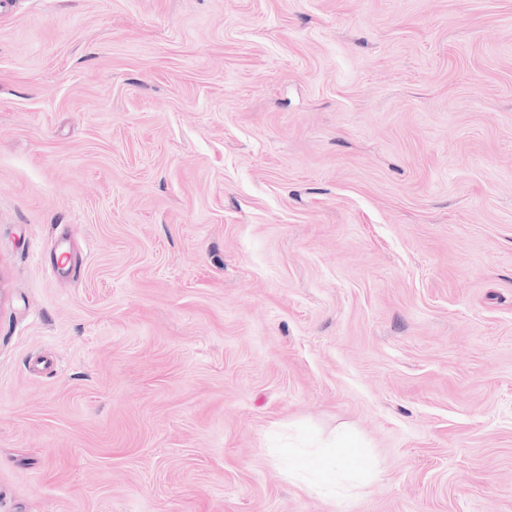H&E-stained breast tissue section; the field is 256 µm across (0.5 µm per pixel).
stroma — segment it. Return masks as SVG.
I'll use <instances>...</instances> for the list:
<instances>
[{
	"mask_svg": "<svg viewBox=\"0 0 512 512\" xmlns=\"http://www.w3.org/2000/svg\"><path fill=\"white\" fill-rule=\"evenodd\" d=\"M0 512H512V0H0ZM324 448L327 450L323 458H299L292 466V471L300 474L312 472L318 478L315 490L326 496L336 494L341 481L358 475L363 469L356 467L353 456V448L346 441H340L337 445L334 442Z\"/></svg>",
	"mask_w": 512,
	"mask_h": 512,
	"instance_id": "35a3bbf8",
	"label": "stroma"
}]
</instances>
